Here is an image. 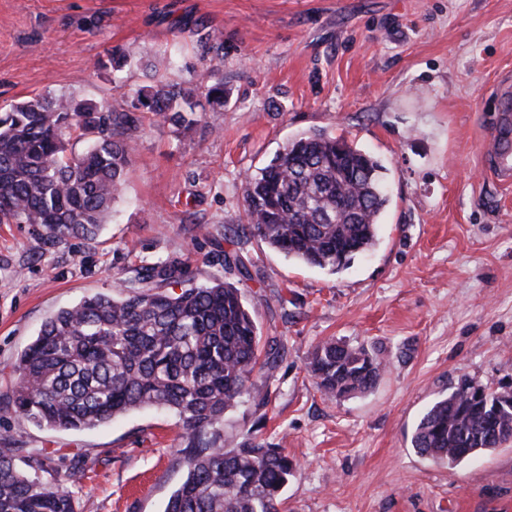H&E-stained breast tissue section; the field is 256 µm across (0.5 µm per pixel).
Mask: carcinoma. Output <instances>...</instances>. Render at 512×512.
Returning <instances> with one entry per match:
<instances>
[{
  "mask_svg": "<svg viewBox=\"0 0 512 512\" xmlns=\"http://www.w3.org/2000/svg\"><path fill=\"white\" fill-rule=\"evenodd\" d=\"M213 81L201 94L224 103V56L217 38L197 33ZM193 90L163 77L135 91L125 107L107 100L38 96L0 109V224H32L50 245L96 237L121 195L145 122L188 138L200 122ZM86 142L80 152L73 143ZM381 166L344 138L302 134L269 165L245 177L244 235L297 263L337 273L377 242L388 203ZM177 260L145 262L113 294L58 311L14 366L12 408L39 427L81 431L144 407L178 416L186 471L165 512H279L299 470L281 448L249 437L218 443L224 417L245 398L264 400L253 379L282 360L276 338L261 336L242 292L214 278L181 292ZM384 364L363 346L324 340L309 372L320 393L341 399L368 391ZM512 442V395L483 399L458 390L418 422L413 447L455 465ZM41 451L0 442V512H76L70 476L42 480Z\"/></svg>",
  "mask_w": 512,
  "mask_h": 512,
  "instance_id": "1",
  "label": "carcinoma"
}]
</instances>
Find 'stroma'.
<instances>
[{
	"instance_id": "obj_1",
	"label": "stroma",
	"mask_w": 512,
	"mask_h": 512,
	"mask_svg": "<svg viewBox=\"0 0 512 512\" xmlns=\"http://www.w3.org/2000/svg\"><path fill=\"white\" fill-rule=\"evenodd\" d=\"M198 30L224 44L226 102L201 104L192 139L142 131L98 237L52 246L0 224V436L72 468L76 512H163L185 476L172 411L55 431L10 404L15 361L47 317L177 259L192 282H234L285 347L265 406L244 401L223 430L299 461L280 512H512V442L454 467L411 443L462 382L512 392V186L484 156L493 87L512 73V0H0V107L60 94L119 107L155 69L196 88L198 57L173 63L169 49ZM126 46L140 60L121 80L94 69ZM319 130L374 156L390 199L377 246L335 274L238 230L246 173ZM221 249L259 278L225 272ZM328 338L385 364L372 389L321 395L308 362Z\"/></svg>"
}]
</instances>
